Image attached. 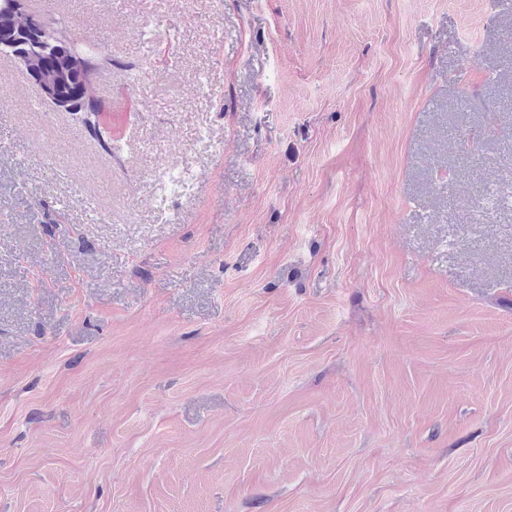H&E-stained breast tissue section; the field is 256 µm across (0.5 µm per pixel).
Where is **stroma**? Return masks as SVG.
Listing matches in <instances>:
<instances>
[{
  "label": "stroma",
  "mask_w": 512,
  "mask_h": 512,
  "mask_svg": "<svg viewBox=\"0 0 512 512\" xmlns=\"http://www.w3.org/2000/svg\"><path fill=\"white\" fill-rule=\"evenodd\" d=\"M24 3L115 148L0 57V512H512V0ZM89 73H71L68 79V83L65 84L61 92L67 97L77 98L88 103V109L84 111H96L99 106L95 103V100L90 95V79L88 78Z\"/></svg>",
  "instance_id": "35a3bbf8"
}]
</instances>
